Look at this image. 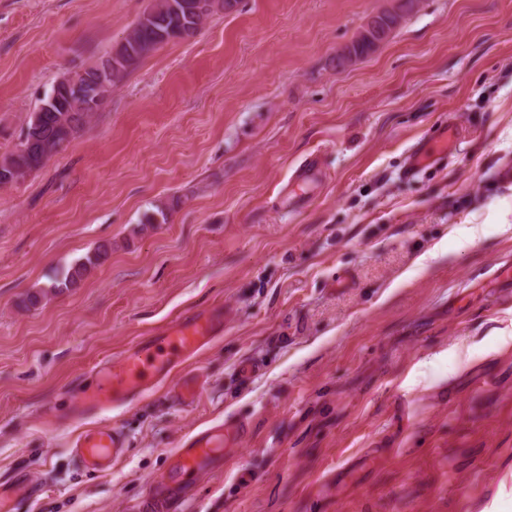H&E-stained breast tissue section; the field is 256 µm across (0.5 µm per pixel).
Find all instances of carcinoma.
I'll return each instance as SVG.
<instances>
[{"label": "carcinoma", "mask_w": 512, "mask_h": 512, "mask_svg": "<svg viewBox=\"0 0 512 512\" xmlns=\"http://www.w3.org/2000/svg\"><path fill=\"white\" fill-rule=\"evenodd\" d=\"M197 2L154 0L111 53L80 73L61 75L41 98L36 111L37 122L27 123L26 141L0 157V184L6 186L19 181L62 151L93 116L81 103L88 97H96L99 104H104L112 88L122 83L144 57L157 49L159 34H166L169 41L192 37L212 13L227 9L228 4V0H210L209 9L198 14L195 12ZM106 254L107 248L102 246L69 266L55 277L49 289L28 294L26 306L36 309L48 294L76 287Z\"/></svg>", "instance_id": "1"}]
</instances>
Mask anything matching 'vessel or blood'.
Returning <instances> with one entry per match:
<instances>
[{
  "mask_svg": "<svg viewBox=\"0 0 512 512\" xmlns=\"http://www.w3.org/2000/svg\"><path fill=\"white\" fill-rule=\"evenodd\" d=\"M223 331L224 313L219 307L177 318L155 336L129 347L117 360L97 366L94 384L77 396V415L111 413L168 380L176 382L184 400L194 401L199 387L178 368L195 359ZM244 432V425L227 422L186 439L169 475L151 484L141 505L143 512H175L183 497L182 478L214 465L225 443L237 441ZM126 446L121 432L100 425L76 441L75 451L86 469L104 471L123 455Z\"/></svg>",
  "mask_w": 512,
  "mask_h": 512,
  "instance_id": "obj_1",
  "label": "vessel or blood"
}]
</instances>
